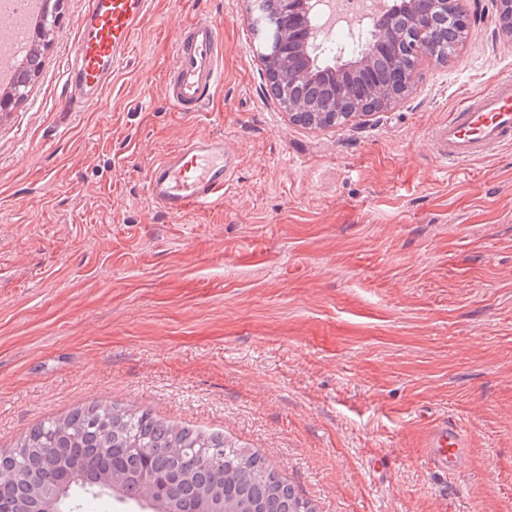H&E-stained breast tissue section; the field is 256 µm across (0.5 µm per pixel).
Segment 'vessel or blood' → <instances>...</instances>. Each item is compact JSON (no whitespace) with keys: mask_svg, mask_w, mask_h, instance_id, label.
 Returning <instances> with one entry per match:
<instances>
[{"mask_svg":"<svg viewBox=\"0 0 512 512\" xmlns=\"http://www.w3.org/2000/svg\"><path fill=\"white\" fill-rule=\"evenodd\" d=\"M150 0H88L81 36L66 81L84 107L99 105L104 87L125 59L132 38L148 15ZM224 76L222 28L198 16L189 20L174 44L166 78L172 107L187 115L202 112ZM434 152L444 162L468 163L512 145V80L465 96L431 133ZM236 169L234 155L220 136H199L152 163L147 193L167 213L182 216L223 205L224 190ZM467 436L456 423L436 422L426 441V459L438 472L455 473L466 464Z\"/></svg>","mask_w":512,"mask_h":512,"instance_id":"obj_1","label":"vessel or blood"}]
</instances>
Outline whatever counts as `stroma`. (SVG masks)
<instances>
[{"label": "stroma", "mask_w": 512, "mask_h": 512, "mask_svg": "<svg viewBox=\"0 0 512 512\" xmlns=\"http://www.w3.org/2000/svg\"><path fill=\"white\" fill-rule=\"evenodd\" d=\"M248 4L151 0L83 111L63 70L86 0H63L0 116V451L116 403L260 451L317 512H512V148L452 167L430 141L512 78L497 0L407 96L321 128L271 95ZM196 14L222 25L224 82L187 116L164 84ZM200 135L237 156L224 205L170 215L145 171ZM443 417L468 438L447 476L425 457Z\"/></svg>", "instance_id": "obj_1"}]
</instances>
